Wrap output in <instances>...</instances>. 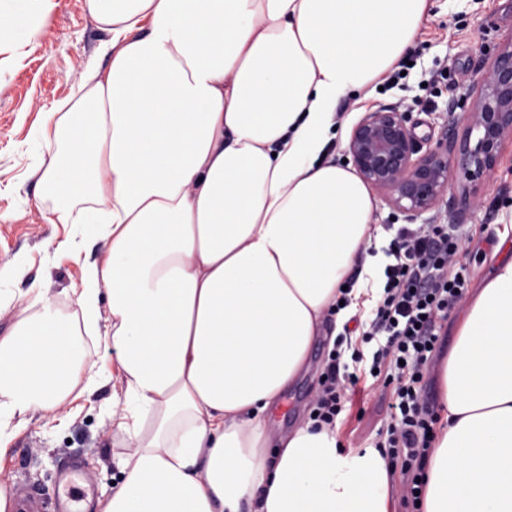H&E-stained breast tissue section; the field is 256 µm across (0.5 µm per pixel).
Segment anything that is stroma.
Masks as SVG:
<instances>
[{"mask_svg": "<svg viewBox=\"0 0 512 512\" xmlns=\"http://www.w3.org/2000/svg\"><path fill=\"white\" fill-rule=\"evenodd\" d=\"M33 24L30 44L0 41V266L20 257L28 261L26 276L5 285L17 301L0 312V336L19 317L39 311L26 294L36 281L54 296L60 316L80 320L77 298L84 270L101 258L97 246L84 247L77 259L57 249V242L83 240L87 229L49 223L55 203L29 173L47 152L32 140V129L75 91L86 61L99 58L98 49L109 34L94 20L89 0H49ZM511 38L512 0H430L403 78L383 82L369 96L352 93L340 100L334 149L347 155L356 124L383 105L408 113L422 146H435L447 130L462 128L464 105L472 101L496 48ZM99 60L108 66V59ZM374 198L380 251H387L398 226L447 225L450 235L465 241L458 260L470 276L467 293L475 295L507 257L498 243H512V139L503 141L494 170L483 179L478 205H469L457 189L448 191L437 207L416 215L394 209L382 192ZM334 328V321L326 320L324 337L314 342L305 368L272 412L278 434H287L309 416L325 367V336ZM391 400V389L379 382L354 396L350 415L336 426L344 452H361L385 441ZM112 407V386L103 383L89 392H72L56 410L28 415L8 453L0 457V487L12 498L31 491L49 498L60 470L75 463L94 488L90 512H99V501L120 478L113 462L118 449L112 444Z\"/></svg>", "mask_w": 512, "mask_h": 512, "instance_id": "stroma-1", "label": "stroma"}]
</instances>
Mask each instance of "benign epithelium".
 Returning <instances> with one entry per match:
<instances>
[{
	"instance_id": "benign-epithelium-1",
	"label": "benign epithelium",
	"mask_w": 512,
	"mask_h": 512,
	"mask_svg": "<svg viewBox=\"0 0 512 512\" xmlns=\"http://www.w3.org/2000/svg\"><path fill=\"white\" fill-rule=\"evenodd\" d=\"M464 122L462 137L453 135L424 151L407 126V114L381 106L354 128L349 153L364 181L405 212L434 208L452 188L454 168L468 181L465 198L478 202L476 182L494 169L501 141L512 138V41L498 50L479 82Z\"/></svg>"
}]
</instances>
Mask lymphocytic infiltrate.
Returning a JSON list of instances; mask_svg holds the SVG:
<instances>
[{
  "label": "lymphocytic infiltrate",
  "instance_id": "lymphocytic-infiltrate-1",
  "mask_svg": "<svg viewBox=\"0 0 512 512\" xmlns=\"http://www.w3.org/2000/svg\"><path fill=\"white\" fill-rule=\"evenodd\" d=\"M457 242L448 237L444 224L401 227L387 254L383 295L363 342L385 337V345L372 355L369 369L340 375L339 352H331L313 410L318 422L335 426L351 396L369 370L392 386V422L388 427L389 459H401V471L409 476L408 496L419 502L423 465L434 438L438 417L427 402L424 375L442 341L441 330L463 298L467 269L459 265Z\"/></svg>",
  "mask_w": 512,
  "mask_h": 512
}]
</instances>
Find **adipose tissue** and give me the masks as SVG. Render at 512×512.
<instances>
[{"mask_svg": "<svg viewBox=\"0 0 512 512\" xmlns=\"http://www.w3.org/2000/svg\"><path fill=\"white\" fill-rule=\"evenodd\" d=\"M429 0H91L108 69L84 68L36 141L58 223L100 216L84 326L116 356L128 450L101 512H391L392 465L266 418L305 366L375 201L337 162L336 106L413 46ZM109 323L100 326L99 301ZM0 337V448L90 358L39 295ZM422 512H512V260L467 305L442 372Z\"/></svg>", "mask_w": 512, "mask_h": 512, "instance_id": "1", "label": "adipose tissue"}]
</instances>
